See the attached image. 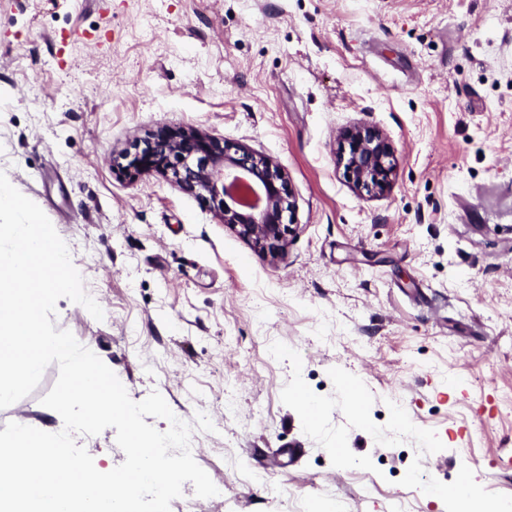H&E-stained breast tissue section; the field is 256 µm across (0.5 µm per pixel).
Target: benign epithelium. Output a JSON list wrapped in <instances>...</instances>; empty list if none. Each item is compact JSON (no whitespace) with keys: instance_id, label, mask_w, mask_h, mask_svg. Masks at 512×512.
I'll return each mask as SVG.
<instances>
[{"instance_id":"7a95c632","label":"benign epithelium","mask_w":512,"mask_h":512,"mask_svg":"<svg viewBox=\"0 0 512 512\" xmlns=\"http://www.w3.org/2000/svg\"><path fill=\"white\" fill-rule=\"evenodd\" d=\"M343 138L348 152L340 160L354 187L387 191L394 163L383 134L354 126L344 130ZM124 169L131 175H171L181 189L216 205L224 223L263 253L281 251L292 232L284 222L293 207L286 177L278 165L246 147L192 129H168L145 141Z\"/></svg>"}]
</instances>
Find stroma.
<instances>
[{
	"instance_id": "1",
	"label": "stroma",
	"mask_w": 512,
	"mask_h": 512,
	"mask_svg": "<svg viewBox=\"0 0 512 512\" xmlns=\"http://www.w3.org/2000/svg\"><path fill=\"white\" fill-rule=\"evenodd\" d=\"M358 124L391 144L385 193L345 173L340 133ZM178 127L281 167L283 252L170 176L117 168ZM0 172L104 312L59 299L56 329L191 426L220 512H446L401 486L416 459L512 495V0H0ZM276 341L316 394L344 369L376 424L395 401L443 450L353 428L375 468L334 467L280 399ZM57 377L0 409V431H61L41 403Z\"/></svg>"
}]
</instances>
